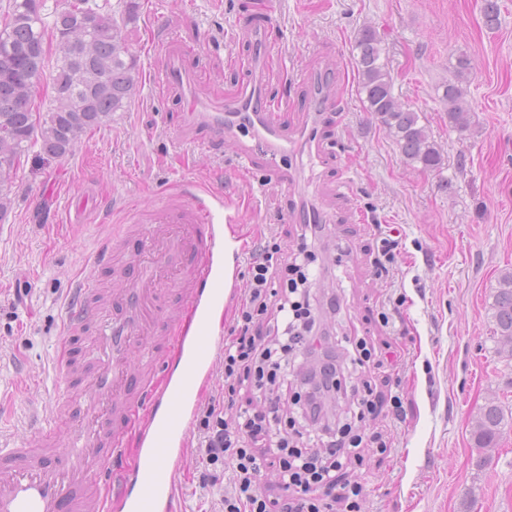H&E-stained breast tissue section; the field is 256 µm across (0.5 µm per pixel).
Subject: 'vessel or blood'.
<instances>
[{"label": "vessel or blood", "instance_id": "vessel-or-blood-1", "mask_svg": "<svg viewBox=\"0 0 512 512\" xmlns=\"http://www.w3.org/2000/svg\"><path fill=\"white\" fill-rule=\"evenodd\" d=\"M267 28L262 21L248 33L250 72L264 71L277 53ZM166 80L190 93L200 78L173 56ZM309 81L311 111H326L328 74ZM287 106L256 80L247 94L218 106L195 100L188 111L215 136L245 133L278 155L292 141L279 119ZM129 210L135 223L117 225L99 249L97 272L74 281L55 364L56 418L34 427L20 446L0 448V512H177L179 465L223 339L215 317L236 292L222 264L224 227L233 218H218L209 195L197 193ZM132 235L139 241L133 253L126 249ZM104 269L111 283L102 281ZM165 297L192 314L193 334L156 316ZM167 357L177 375L160 387L155 371ZM134 433L140 453L132 486L98 493V475L111 470Z\"/></svg>", "mask_w": 512, "mask_h": 512}]
</instances>
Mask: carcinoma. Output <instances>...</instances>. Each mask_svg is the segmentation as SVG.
<instances>
[{"label": "carcinoma", "mask_w": 512, "mask_h": 512, "mask_svg": "<svg viewBox=\"0 0 512 512\" xmlns=\"http://www.w3.org/2000/svg\"><path fill=\"white\" fill-rule=\"evenodd\" d=\"M138 0H8L0 15V142H7L11 156L0 158V217L12 206V188L22 158L37 149L38 160L61 161L71 155L86 133L105 127L112 115L127 108L138 80L137 59L130 51L126 27L136 20ZM83 16L82 31L75 40L86 39L94 56L80 57L78 46L58 43L59 57L47 67L48 52L39 57L15 54L25 46L39 47L49 39L72 34L77 16ZM355 66L372 112L395 142L404 158L423 168H441L442 158L429 140L417 112L398 103L392 93L393 78L382 61L381 40L371 27L356 38ZM41 80L32 82L28 94L18 98L3 90L5 79L22 77L33 70ZM469 69V60L460 57L455 79L445 86L443 100L448 105V122L464 130L470 125L460 77ZM51 87L45 112H35L32 97L40 81ZM495 321L496 354L512 361V269L501 272L492 305ZM509 416L500 404H487L474 418V437L481 449L494 448L502 437Z\"/></svg>", "instance_id": "carcinoma-1"}]
</instances>
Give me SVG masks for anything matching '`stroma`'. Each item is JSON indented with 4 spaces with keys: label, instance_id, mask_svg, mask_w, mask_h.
I'll list each match as a JSON object with an SVG mask.
<instances>
[{
    "label": "stroma",
    "instance_id": "1",
    "mask_svg": "<svg viewBox=\"0 0 512 512\" xmlns=\"http://www.w3.org/2000/svg\"><path fill=\"white\" fill-rule=\"evenodd\" d=\"M128 26L139 64L130 105L109 126L82 136L73 154L48 165L23 159L14 203L0 221V442L16 446L54 413L55 356L63 308L75 277L136 197L153 203L203 189L224 201L244 247L235 262L246 284L264 237L292 242L291 206L302 195L325 220L319 261L330 270L312 289L324 302V327L353 357L351 339L369 337L379 356L400 365L352 372L376 393L404 396L406 419L382 411L358 419L350 394L339 423L381 435L386 452L365 447L360 512H512V424L481 463L472 418L490 401L512 407V362L491 339L501 270L512 268V0H499L488 27L482 0H141ZM270 18L281 52L262 81L270 97L289 95V131L314 128L327 159L296 147L277 165L262 154L238 167L237 139L214 141L193 121L184 92L163 82L171 48L201 77L197 98L237 96L251 81L247 30ZM377 30L393 93L419 112L442 155L439 170L412 164L365 108L354 67L355 37ZM470 59L463 86L471 127L448 123L444 87L457 57ZM330 71L338 97L329 111L307 107L310 74ZM396 239L388 273L374 259L381 234ZM191 438L180 473L179 512H214L223 484L202 486L206 463Z\"/></svg>",
    "mask_w": 512,
    "mask_h": 512
}]
</instances>
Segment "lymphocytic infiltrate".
<instances>
[{"mask_svg": "<svg viewBox=\"0 0 512 512\" xmlns=\"http://www.w3.org/2000/svg\"><path fill=\"white\" fill-rule=\"evenodd\" d=\"M320 230L301 225L287 263L270 240L252 257L234 335L224 346V395L204 407L198 424L206 464L230 474L224 512H331L338 500L346 512H360L363 485L340 482L337 473L355 459L364 435L330 422L345 372L310 294ZM243 391L259 407L238 406ZM268 468L277 470L284 491L275 501L259 485Z\"/></svg>", "mask_w": 512, "mask_h": 512, "instance_id": "obj_1", "label": "lymphocytic infiltrate"}]
</instances>
